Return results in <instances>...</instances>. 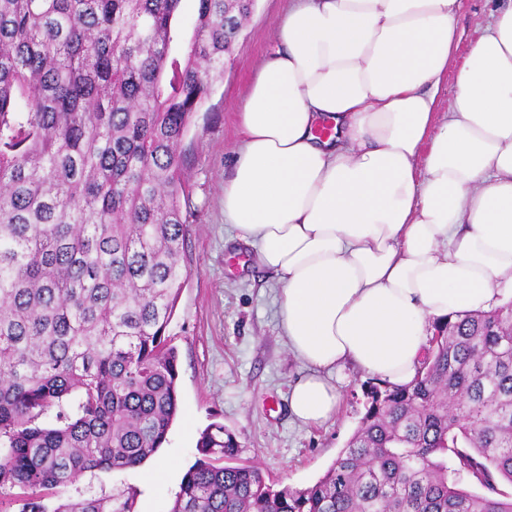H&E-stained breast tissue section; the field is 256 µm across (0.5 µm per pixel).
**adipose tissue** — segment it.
I'll use <instances>...</instances> for the list:
<instances>
[{"mask_svg": "<svg viewBox=\"0 0 512 512\" xmlns=\"http://www.w3.org/2000/svg\"><path fill=\"white\" fill-rule=\"evenodd\" d=\"M457 0H296L238 114L224 220L276 276L288 408L317 425L346 363L415 376L433 324L512 287V0L437 92Z\"/></svg>", "mask_w": 512, "mask_h": 512, "instance_id": "1", "label": "adipose tissue"}]
</instances>
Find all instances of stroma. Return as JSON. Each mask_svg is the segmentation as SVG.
I'll return each mask as SVG.
<instances>
[{
    "label": "stroma",
    "mask_w": 512,
    "mask_h": 512,
    "mask_svg": "<svg viewBox=\"0 0 512 512\" xmlns=\"http://www.w3.org/2000/svg\"><path fill=\"white\" fill-rule=\"evenodd\" d=\"M291 0H255L237 38L224 79L198 112L183 141L189 192L183 263L187 280L166 334L178 354L179 411L156 457L141 467L84 476L70 497L135 498V512H167L186 470L199 456L200 432L223 424L238 444V462L261 468L277 487L303 489L324 476L357 430L375 379L349 366L337 385L340 404L321 425L300 424L288 409L303 374L279 324L275 275L251 260L224 221V177L241 143L238 114L250 82L276 48L275 25ZM492 0H459L460 41L438 92V111L455 103V76L481 36ZM171 469L155 476L159 462Z\"/></svg>",
    "instance_id": "obj_1"
}]
</instances>
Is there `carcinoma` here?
Masks as SVG:
<instances>
[{"mask_svg": "<svg viewBox=\"0 0 512 512\" xmlns=\"http://www.w3.org/2000/svg\"><path fill=\"white\" fill-rule=\"evenodd\" d=\"M182 2L0 0V512H134L49 498L139 467L177 414L182 143L253 8L195 0L179 58ZM197 448L168 512H512V302L435 326L310 487L231 464L222 425Z\"/></svg>", "mask_w": 512, "mask_h": 512, "instance_id": "carcinoma-1", "label": "carcinoma"}]
</instances>
